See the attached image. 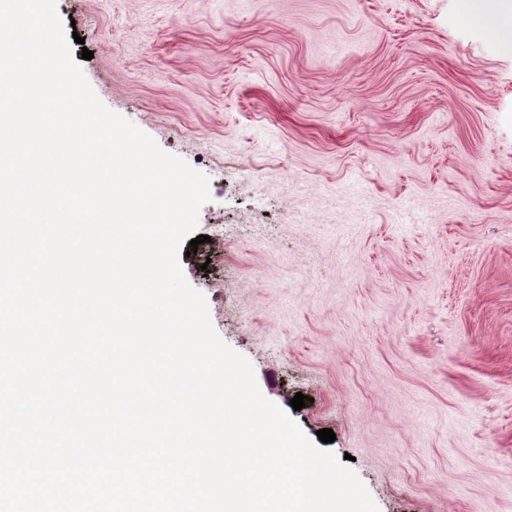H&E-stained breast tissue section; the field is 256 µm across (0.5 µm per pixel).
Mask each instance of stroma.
Masks as SVG:
<instances>
[{
	"instance_id": "1",
	"label": "stroma",
	"mask_w": 512,
	"mask_h": 512,
	"mask_svg": "<svg viewBox=\"0 0 512 512\" xmlns=\"http://www.w3.org/2000/svg\"><path fill=\"white\" fill-rule=\"evenodd\" d=\"M57 7L101 101L208 177L179 263L262 395L379 512H512V41L466 0Z\"/></svg>"
}]
</instances>
